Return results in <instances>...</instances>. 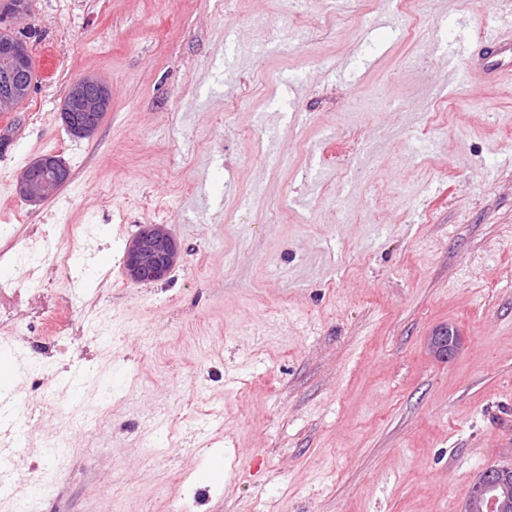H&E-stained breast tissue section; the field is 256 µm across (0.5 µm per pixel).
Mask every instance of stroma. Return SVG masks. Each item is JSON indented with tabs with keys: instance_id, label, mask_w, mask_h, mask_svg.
I'll return each mask as SVG.
<instances>
[{
	"instance_id": "stroma-1",
	"label": "stroma",
	"mask_w": 512,
	"mask_h": 512,
	"mask_svg": "<svg viewBox=\"0 0 512 512\" xmlns=\"http://www.w3.org/2000/svg\"><path fill=\"white\" fill-rule=\"evenodd\" d=\"M27 6L0 361L35 415L0 428V512H461L512 462V84L436 33L512 28V0ZM83 76L112 89L88 139L60 119ZM44 155L71 176L34 206L17 168ZM144 224L181 247L157 283L125 275ZM463 337L452 324L435 329L429 337L428 346L433 355L442 360L452 357L462 346Z\"/></svg>"
}]
</instances>
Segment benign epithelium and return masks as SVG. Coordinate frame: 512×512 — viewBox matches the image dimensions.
Returning a JSON list of instances; mask_svg holds the SVG:
<instances>
[{
	"instance_id": "obj_1",
	"label": "benign epithelium",
	"mask_w": 512,
	"mask_h": 512,
	"mask_svg": "<svg viewBox=\"0 0 512 512\" xmlns=\"http://www.w3.org/2000/svg\"><path fill=\"white\" fill-rule=\"evenodd\" d=\"M28 52L13 39L0 41V111L12 110L20 98L30 93L27 82ZM111 106L109 86L98 78L80 77L68 88L61 108V120L73 136H91L99 127L100 116ZM69 169L56 155L32 161L18 181L19 196L31 205H39L57 194L69 180ZM179 256V245L163 224H154L136 235L128 244L124 267L136 282H158L171 271ZM463 337L451 325L435 329L428 346L442 360L452 357L462 346ZM464 512H512V466L483 470L471 483Z\"/></svg>"
}]
</instances>
